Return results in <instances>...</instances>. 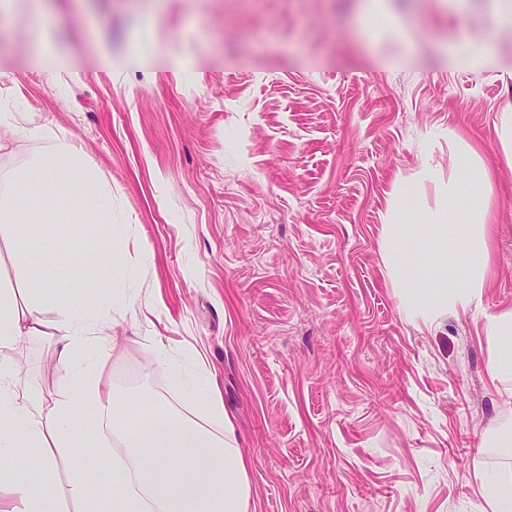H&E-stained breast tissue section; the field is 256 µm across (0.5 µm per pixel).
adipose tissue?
I'll return each mask as SVG.
<instances>
[{"instance_id": "ef3b65f1", "label": "adipose tissue", "mask_w": 512, "mask_h": 512, "mask_svg": "<svg viewBox=\"0 0 512 512\" xmlns=\"http://www.w3.org/2000/svg\"><path fill=\"white\" fill-rule=\"evenodd\" d=\"M88 198L79 233L106 231L113 244L133 228L112 221V202L95 197L96 175L74 145L0 182V230L25 243L16 254L24 286L0 290V512H252L249 462L220 393L199 399V417L170 410L149 420L122 412L101 374L88 373L91 350L124 346L122 336H100L91 322L109 314L102 305L116 289L136 296L135 278L100 275L67 283L32 263L54 256L55 243L34 214L57 203V184ZM495 175L473 151L456 150L439 201L421 223L407 215L420 205L413 182L395 184L382 237V260L400 309L415 325L434 326L447 315L482 304L494 261L489 200ZM100 302L92 311L91 302ZM59 307L55 364L63 387L55 398L20 390L12 352L22 339L42 334L35 310ZM492 380L512 386V309L487 314L483 326ZM93 409L94 438H86L82 413ZM36 468H27V461Z\"/></svg>"}]
</instances>
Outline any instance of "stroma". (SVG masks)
I'll list each match as a JSON object with an SVG mask.
<instances>
[{
	"instance_id": "obj_1",
	"label": "stroma",
	"mask_w": 512,
	"mask_h": 512,
	"mask_svg": "<svg viewBox=\"0 0 512 512\" xmlns=\"http://www.w3.org/2000/svg\"><path fill=\"white\" fill-rule=\"evenodd\" d=\"M376 0H48L56 79L0 18V113L29 112L43 137L0 142V177L83 148L118 261L43 260L83 280L130 272L106 333L127 337L106 372L145 415L195 417L185 373L215 382L250 463L255 512H485L500 458L485 430L512 414L487 372L484 313L512 308V167L499 116L512 109V30L487 0L460 18L442 0H389L399 34L366 33ZM491 41L497 63H451L450 38ZM162 55L130 57L128 46ZM465 147L498 176L492 282L483 308L437 327L405 320L380 252L395 179L447 178ZM41 215L62 250L84 199L60 189ZM15 355L19 387L60 390L52 336ZM162 337L168 364L142 341Z\"/></svg>"
}]
</instances>
